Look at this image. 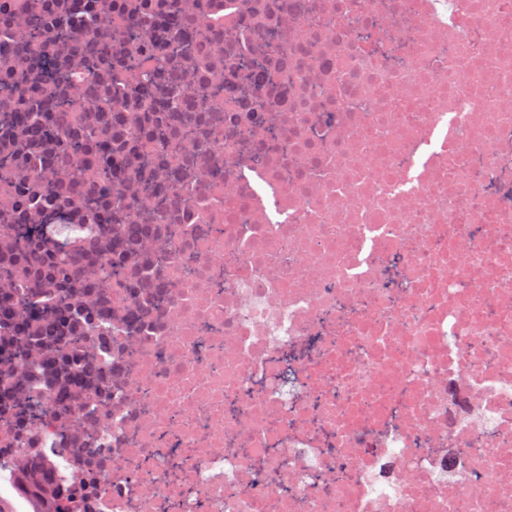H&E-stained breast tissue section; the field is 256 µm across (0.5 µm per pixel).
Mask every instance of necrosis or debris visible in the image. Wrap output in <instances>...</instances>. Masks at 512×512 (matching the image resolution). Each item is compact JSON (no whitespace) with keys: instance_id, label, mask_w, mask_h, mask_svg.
Masks as SVG:
<instances>
[{"instance_id":"necrosis-or-debris-1","label":"necrosis or debris","mask_w":512,"mask_h":512,"mask_svg":"<svg viewBox=\"0 0 512 512\" xmlns=\"http://www.w3.org/2000/svg\"><path fill=\"white\" fill-rule=\"evenodd\" d=\"M3 155L9 512H512V0H0ZM18 489L30 499L33 505L31 512H67L62 504L63 496L59 487L48 471L37 463L21 467Z\"/></svg>"}]
</instances>
